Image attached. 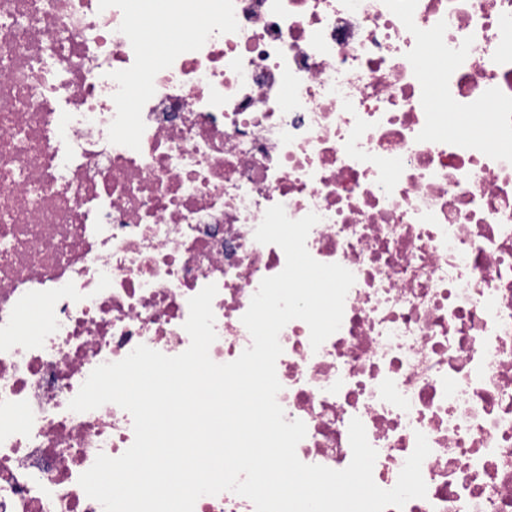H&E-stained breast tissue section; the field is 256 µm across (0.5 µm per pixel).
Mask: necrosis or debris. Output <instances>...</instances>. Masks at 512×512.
Segmentation results:
<instances>
[{
    "label": "necrosis or debris",
    "mask_w": 512,
    "mask_h": 512,
    "mask_svg": "<svg viewBox=\"0 0 512 512\" xmlns=\"http://www.w3.org/2000/svg\"><path fill=\"white\" fill-rule=\"evenodd\" d=\"M276 204L355 276L319 348L279 333L298 458L346 468L359 418L390 489L421 433L386 512H512V0H0V512H103L79 477L133 419L70 400L184 352L209 284L212 361L251 346Z\"/></svg>",
    "instance_id": "4bbe7bcc"
}]
</instances>
